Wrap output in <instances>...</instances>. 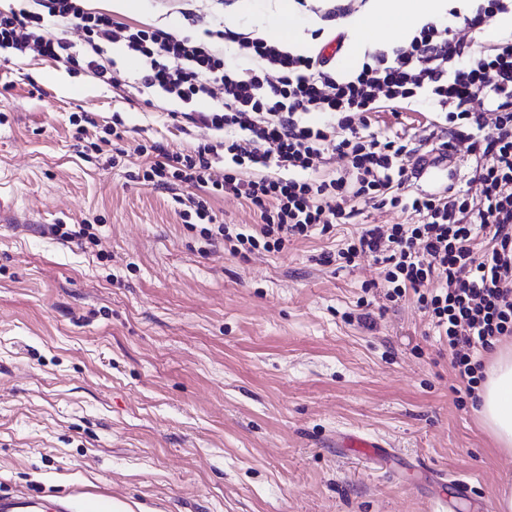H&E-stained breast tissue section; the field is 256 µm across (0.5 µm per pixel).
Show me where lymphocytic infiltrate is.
<instances>
[{
	"mask_svg": "<svg viewBox=\"0 0 512 512\" xmlns=\"http://www.w3.org/2000/svg\"><path fill=\"white\" fill-rule=\"evenodd\" d=\"M328 2L331 29L310 55L226 29L220 14L202 36H182L86 11L82 0L0 10V50L69 63L67 33L76 29L91 49L86 68L101 82L113 80L104 48L120 42L141 60V89L185 104L215 98L210 110L172 115L182 133L205 128L213 141L186 153L155 141L137 152L146 181L191 187L176 200L179 216L232 255L331 233L364 207L406 214L364 225L336 258L351 266L372 257L381 269L372 289L390 302L415 298L474 396L484 378L476 350L512 336V35L483 37L512 17V0L450 8L345 72L354 0ZM382 112L418 113L428 137L373 129ZM460 155L472 163L461 185L448 166ZM426 168L440 172L442 190L418 189ZM224 194L259 224L217 223L209 201Z\"/></svg>",
	"mask_w": 512,
	"mask_h": 512,
	"instance_id": "obj_1",
	"label": "lymphocytic infiltrate"
}]
</instances>
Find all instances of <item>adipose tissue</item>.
I'll use <instances>...</instances> for the list:
<instances>
[{"instance_id":"obj_1","label":"adipose tissue","mask_w":512,"mask_h":512,"mask_svg":"<svg viewBox=\"0 0 512 512\" xmlns=\"http://www.w3.org/2000/svg\"><path fill=\"white\" fill-rule=\"evenodd\" d=\"M442 11L441 0H374L371 12L359 20L352 32L361 44L380 30L402 36L423 20L438 17ZM476 413L498 447L511 449L512 349L497 355L478 394Z\"/></svg>"}]
</instances>
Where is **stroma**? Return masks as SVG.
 I'll use <instances>...</instances> for the list:
<instances>
[{
    "label": "stroma",
    "instance_id": "35a3bbf8",
    "mask_svg": "<svg viewBox=\"0 0 512 512\" xmlns=\"http://www.w3.org/2000/svg\"><path fill=\"white\" fill-rule=\"evenodd\" d=\"M170 0H139L131 26L199 34ZM115 82L17 55L0 64V493L57 494L73 512H431L429 476L468 481L451 512H496L512 485L473 403L455 402L446 345L413 299L375 296L354 320L372 259L321 264L370 208L325 237L241 258L183 224L144 181L135 149L210 140L166 120L188 106L139 93L122 44ZM113 119L111 146L79 153L73 114ZM91 226L63 240L52 224ZM364 432L392 450L365 463L336 445Z\"/></svg>",
    "mask_w": 512,
    "mask_h": 512
}]
</instances>
